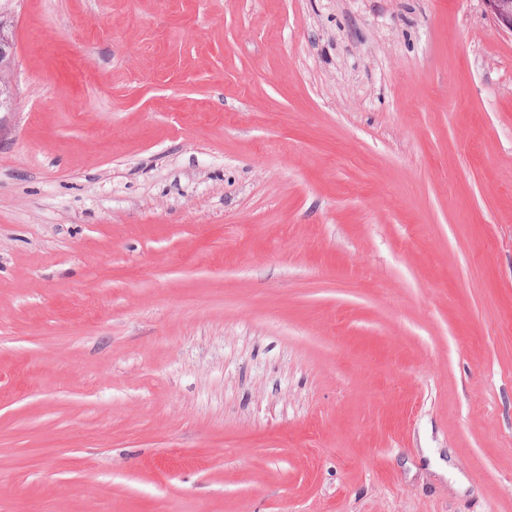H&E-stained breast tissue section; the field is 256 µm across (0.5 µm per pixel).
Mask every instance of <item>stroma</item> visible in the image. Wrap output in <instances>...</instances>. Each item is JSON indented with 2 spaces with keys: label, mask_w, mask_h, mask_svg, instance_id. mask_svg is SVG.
Masks as SVG:
<instances>
[{
  "label": "stroma",
  "mask_w": 512,
  "mask_h": 512,
  "mask_svg": "<svg viewBox=\"0 0 512 512\" xmlns=\"http://www.w3.org/2000/svg\"><path fill=\"white\" fill-rule=\"evenodd\" d=\"M14 7L0 512H512L484 0Z\"/></svg>",
  "instance_id": "1"
}]
</instances>
